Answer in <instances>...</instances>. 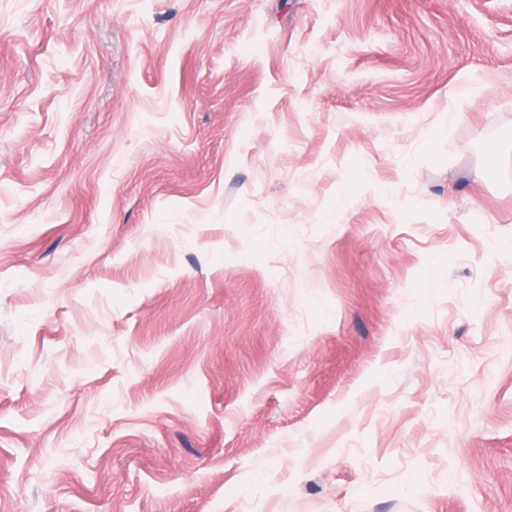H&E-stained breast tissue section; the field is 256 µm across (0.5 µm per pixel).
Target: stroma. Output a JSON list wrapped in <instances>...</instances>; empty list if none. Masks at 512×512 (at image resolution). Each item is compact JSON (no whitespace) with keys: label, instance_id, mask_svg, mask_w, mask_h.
Segmentation results:
<instances>
[{"label":"stroma","instance_id":"35a3bbf8","mask_svg":"<svg viewBox=\"0 0 512 512\" xmlns=\"http://www.w3.org/2000/svg\"><path fill=\"white\" fill-rule=\"evenodd\" d=\"M0 512H512V0H0Z\"/></svg>","mask_w":512,"mask_h":512}]
</instances>
